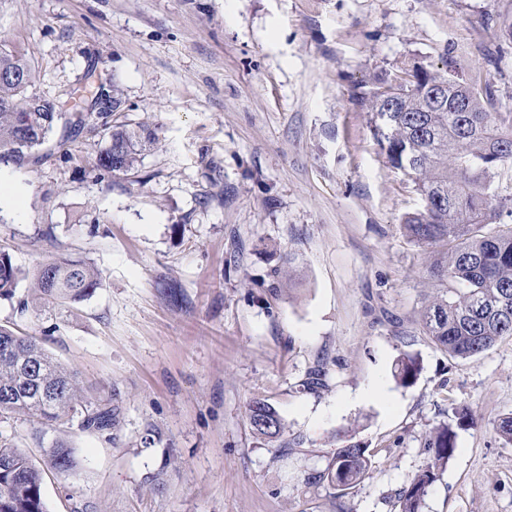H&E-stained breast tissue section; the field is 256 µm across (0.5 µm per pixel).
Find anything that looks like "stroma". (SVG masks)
Here are the masks:
<instances>
[{
	"instance_id": "35a3bbf8",
	"label": "stroma",
	"mask_w": 512,
	"mask_h": 512,
	"mask_svg": "<svg viewBox=\"0 0 512 512\" xmlns=\"http://www.w3.org/2000/svg\"><path fill=\"white\" fill-rule=\"evenodd\" d=\"M512 0H0V35L60 102L118 84V123L155 127L131 176L92 167L101 136L56 128L39 160L0 161V246L25 271L55 255L94 264L103 286L69 314L0 325L43 336L90 395L118 398L120 440L22 416L0 435L47 463L49 512H393L431 458L426 432L453 408L476 428L422 512H512V337L454 358L417 312L434 282L403 227L422 207L378 145L359 85L443 58L512 104L498 14ZM404 352L422 370L408 388ZM326 387L302 382L316 364ZM266 399L294 447L254 435ZM360 443L370 479L339 493L322 473ZM164 479L156 489L152 478ZM421 367L420 362L414 355L404 352L397 358L393 376L399 386L410 387L416 381ZM75 466V460L69 446L63 441H56L48 451L47 470L56 477L70 472Z\"/></svg>"
}]
</instances>
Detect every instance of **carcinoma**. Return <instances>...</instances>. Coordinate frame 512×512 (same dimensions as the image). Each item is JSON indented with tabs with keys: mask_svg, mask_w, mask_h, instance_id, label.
Here are the masks:
<instances>
[{
	"mask_svg": "<svg viewBox=\"0 0 512 512\" xmlns=\"http://www.w3.org/2000/svg\"><path fill=\"white\" fill-rule=\"evenodd\" d=\"M32 86L30 63L0 39V158H30L65 117L55 100L38 95ZM358 101L376 115L389 111L387 123L375 125L374 135L388 162L413 183L423 202L404 220L409 236L431 249L428 272L436 282L433 295L422 301L419 324L450 356L478 358L512 337V225L503 221L505 215L512 218V196L501 195L496 186L512 172V109L502 110L492 86L466 77L452 59L445 61L442 74L414 62L392 80L372 84ZM122 105L114 85L108 105L96 96L94 111L75 112L68 120L77 133L85 129L107 138L94 165L113 177L134 170L139 153L157 141L145 125L111 124ZM27 278L0 248V300L13 298ZM100 287L101 272L92 263L57 256L39 266L17 312L32 306L71 307ZM420 370L418 358L404 352L393 376L407 388ZM7 415L32 418L49 428L77 415L81 430L114 444L121 423L118 406L90 397L77 373L54 359L43 340L0 326V417ZM248 419L255 435L288 447L282 419L267 401L252 400ZM477 425L472 411L455 408L449 420L426 433L424 447L432 464L397 490L395 512H422L456 451L458 431ZM495 433L512 445V414L498 420ZM74 466L72 451L62 441L49 449L44 470L23 449L0 439V512H49L42 493L46 477H61ZM371 475V453L351 444L336 450L332 467L320 478L344 491Z\"/></svg>",
	"mask_w": 512,
	"mask_h": 512,
	"instance_id": "obj_1",
	"label": "carcinoma"
}]
</instances>
